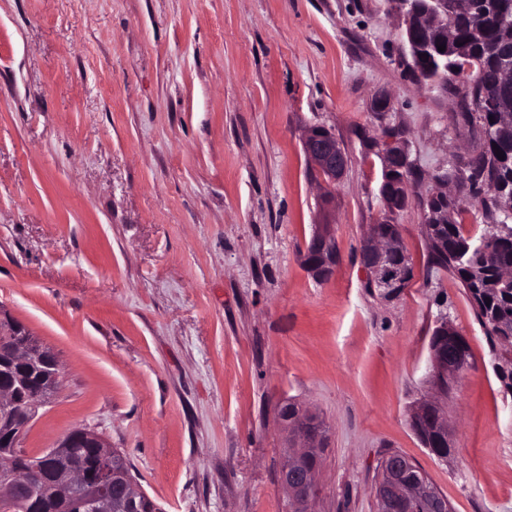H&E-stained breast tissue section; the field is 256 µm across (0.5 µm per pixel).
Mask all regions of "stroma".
<instances>
[{
  "mask_svg": "<svg viewBox=\"0 0 512 512\" xmlns=\"http://www.w3.org/2000/svg\"><path fill=\"white\" fill-rule=\"evenodd\" d=\"M390 0H0V306L59 355L38 453L86 426L163 512H285L279 402L326 421L315 512H376L387 452L453 512H512V345L433 265L423 199L482 144L463 83L417 81ZM390 96L393 108L372 111ZM335 134L330 200L302 143ZM395 128L408 206L380 198ZM396 224L413 277L369 288L359 248ZM333 227L339 262L302 254ZM470 365L442 398L453 454L410 425L440 321ZM377 153L383 159L386 170L394 168V162H408V152L397 142L396 138L381 140L376 143Z\"/></svg>",
  "mask_w": 512,
  "mask_h": 512,
  "instance_id": "obj_1",
  "label": "stroma"
}]
</instances>
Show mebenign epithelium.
<instances>
[{
  "instance_id": "benign-epithelium-1",
  "label": "benign epithelium",
  "mask_w": 512,
  "mask_h": 512,
  "mask_svg": "<svg viewBox=\"0 0 512 512\" xmlns=\"http://www.w3.org/2000/svg\"><path fill=\"white\" fill-rule=\"evenodd\" d=\"M405 23V37L411 55L418 44L413 33L427 26L430 16L420 12L417 0H391ZM305 154L325 179L324 192H329L346 169L348 158L336 136L318 126L308 128L303 135ZM377 153L385 167L394 168L397 161H408V152L394 138L376 143ZM361 266L367 273L368 285L383 295H393L409 276V263L399 239L390 235L373 234L366 237L359 252ZM305 264L311 271L321 263L336 268V242L332 225L317 224L307 245ZM439 333L448 336V347L430 349L429 381L435 388L457 380L466 369L455 350L456 337L447 320H441ZM0 361L11 366L21 363L34 368L49 364L52 379L59 382L63 366L58 355L36 338L31 330L0 307ZM19 381L0 376V446L11 449L0 464V512H40V494L36 481L45 478L58 495L76 499L81 512H133L141 496L140 490L119 449L108 439L87 427H77L67 433L53 448L32 454L22 447L21 436L34 419L35 404L24 405L16 398ZM282 405L276 416L284 433L283 455L278 484L288 496L290 512H312L311 505L319 497V469L306 465V458L327 438L322 418L303 407L297 408L293 422L282 419ZM437 411L438 423L448 432V417L435 401L419 403L411 420L419 421L428 412ZM98 450L100 467L93 475L60 470L53 459L62 448L76 443ZM374 496L378 512H395V503L408 507L422 504L427 512H451L448 499L429 481L424 472L408 458L388 454L382 460Z\"/></svg>"
}]
</instances>
